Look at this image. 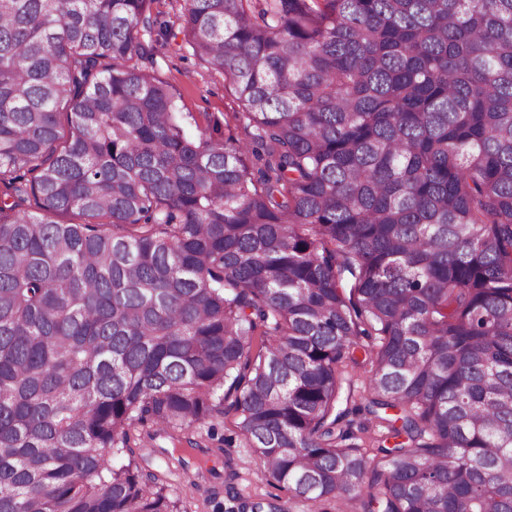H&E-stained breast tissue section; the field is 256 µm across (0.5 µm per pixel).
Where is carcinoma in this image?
I'll use <instances>...</instances> for the list:
<instances>
[{
	"mask_svg": "<svg viewBox=\"0 0 512 512\" xmlns=\"http://www.w3.org/2000/svg\"><path fill=\"white\" fill-rule=\"evenodd\" d=\"M153 3L0 0V512H181L230 398L313 507L512 512V0H180L250 144ZM177 0H156L153 10L162 13L167 21L168 39L159 38L155 72L160 80L173 86L179 98L177 103L183 124L189 134L196 136L214 119H218L224 132V117L237 106L224 75L209 72L186 49L179 50L183 34H180V5ZM174 35L177 37L175 38Z\"/></svg>",
	"mask_w": 512,
	"mask_h": 512,
	"instance_id": "1",
	"label": "carcinoma"
}]
</instances>
